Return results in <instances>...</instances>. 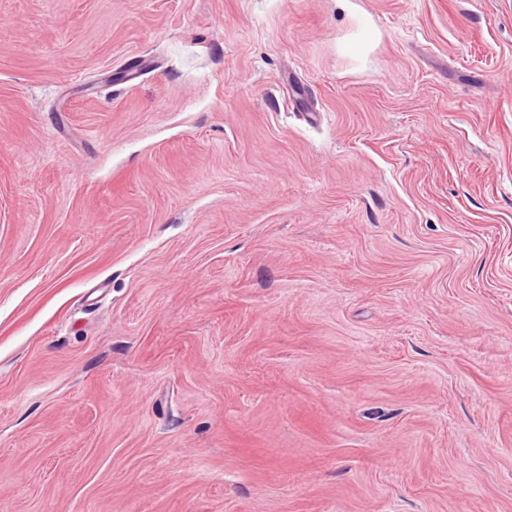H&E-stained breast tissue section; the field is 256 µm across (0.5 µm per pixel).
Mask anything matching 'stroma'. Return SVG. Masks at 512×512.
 Instances as JSON below:
<instances>
[{
    "label": "stroma",
    "instance_id": "35a3bbf8",
    "mask_svg": "<svg viewBox=\"0 0 512 512\" xmlns=\"http://www.w3.org/2000/svg\"><path fill=\"white\" fill-rule=\"evenodd\" d=\"M0 512H512V0H0Z\"/></svg>",
    "mask_w": 512,
    "mask_h": 512
}]
</instances>
